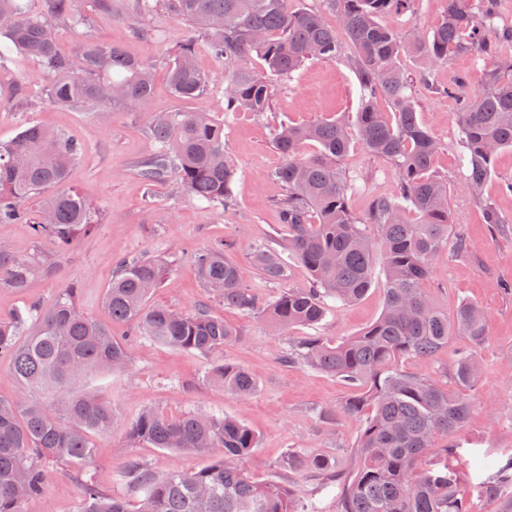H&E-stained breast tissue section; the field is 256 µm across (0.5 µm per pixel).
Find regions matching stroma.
<instances>
[{
	"label": "stroma",
	"mask_w": 512,
	"mask_h": 512,
	"mask_svg": "<svg viewBox=\"0 0 512 512\" xmlns=\"http://www.w3.org/2000/svg\"><path fill=\"white\" fill-rule=\"evenodd\" d=\"M134 0H112L108 12L93 11L87 24L71 27L56 23L54 34L60 49L70 55L92 39L124 43L128 51L154 67V90L138 112L114 111L96 120L90 113L54 106L33 96L50 80L49 73L33 60L12 54L0 36V54L8 61L0 65V144L11 141L23 128L42 124L77 139L85 146L83 159L68 174V183L82 189L103 211L102 221L86 236L77 237L66 252H59L51 239H34L28 225L0 224V242L20 256L40 255L48 273L29 288H0V318H10L18 308L36 304L50 306L65 288L75 287L82 310L110 326L113 336L123 339L127 325L112 323L103 298L120 257L158 255L172 260L163 286L149 298V305H164L185 312L206 305L211 314L224 319L239 332L236 342L224 349V360L247 368L258 383L257 391L240 397L212 386L203 378L205 358L174 351L146 338L133 341L131 368L92 378L119 419L108 433L95 436L96 453L87 466L89 476L108 494L125 491L118 472L131 456L138 457L159 474L191 471L208 464L203 454H188L131 444L125 435L127 422L143 409L153 408L178 417L189 412H208L238 418L256 434L258 443L245 466L260 481H296L312 512H336L338 491L319 490L316 481L287 467L289 456L321 454L338 468H349L351 449L361 421L339 415V406L354 396V389L340 379L302 364L285 363L283 357L292 340L322 336L341 341L360 333L383 312L382 267H374L373 282L357 303L332 309L315 327L298 326L286 333L259 315H245L207 297L200 286L194 254L224 242L230 244L243 285L264 300L276 299L285 288H303L307 270L296 260L288 262L285 283L267 281L258 271L252 249L286 236L279 223L275 203L283 187L272 172L283 158L273 147V132L281 123L308 124L321 118L351 115L358 111L362 91L349 65L353 47L344 30L338 29L334 12L325 0H303L306 8L323 12L336 27L341 45L332 62L306 64L280 86L267 112L224 115V100L211 95L183 100L172 91L167 55L186 41L189 26L164 11L153 18L160 38H136ZM448 0H411L405 10L382 15V24L401 32L432 30L442 21ZM401 63L410 78L409 91L417 100V117L441 145L434 169L447 179L450 190L449 240L465 237L469 254H446L436 261L424 283L426 293L445 312H454L461 301L480 304L490 318L489 334L478 350L482 373L471 394L474 408L456 439L472 468L460 485L462 496L484 479L487 464L512 455V295L503 285L512 281V224L496 231L483 220L480 203L464 187L463 167L457 148L458 131L453 115L461 108L460 96L429 93L427 83L441 86L465 78L466 92L480 88L487 64L469 55H449L436 65L428 78H421L420 64L412 53ZM205 111L224 124V152L237 175L233 185L235 204L228 209L210 207L187 196L175 178L145 186L137 168L154 148L150 125L160 112ZM353 180L349 203L357 214H365L372 197L397 190L390 164L354 144L343 161ZM333 409L332 419L321 412ZM82 486L64 466L50 470L47 492L29 501L24 512H77Z\"/></svg>",
	"instance_id": "stroma-1"
}]
</instances>
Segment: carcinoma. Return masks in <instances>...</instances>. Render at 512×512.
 <instances>
[{"label": "carcinoma", "instance_id": "carcinoma-1", "mask_svg": "<svg viewBox=\"0 0 512 512\" xmlns=\"http://www.w3.org/2000/svg\"><path fill=\"white\" fill-rule=\"evenodd\" d=\"M79 0H46V14L30 16L22 0H0V34L10 48L39 62L52 81L40 97L56 106L101 111L143 108L152 94L150 67L123 46L90 40L81 47L80 66L61 54L52 21L87 23ZM135 0L140 23L136 37L157 35L156 6L189 23L210 53L224 62V117L269 110L277 82L311 61L332 62L340 54L336 31L322 14L295 0ZM410 0H326L353 44L351 64L362 89L355 116L322 118L309 124L283 123L273 144L284 164L272 177L285 188L276 202L288 239L280 247H254L255 264L270 282L288 279L286 250L310 275L309 287L288 288L272 303L242 286L238 268L215 244L196 253L199 279L207 294L248 315H266L282 331L314 327L326 317L327 302L360 300L372 285L380 259L385 272L384 312L372 325L344 341L308 336L285 355L340 378L360 394L340 407L363 422L354 444V464L345 471L320 454L288 458V465L325 487L340 485L336 512H472L459 494L470 461L453 436L469 418L468 392L477 385L476 349L489 332V316L463 300L453 316L442 312L423 288L433 262L448 250V182L433 170L441 145L419 124L400 64L411 50L423 72L468 54L492 61L480 90L462 101L454 115L459 130L464 184L481 200L484 223L511 224L482 191L497 153L512 148V58L498 57L497 41L512 42V26L496 22L494 0H448L444 20L431 32L405 38L378 18ZM258 57L263 66L254 68ZM170 84L181 98L199 99L215 86L197 67L195 39L174 51L168 62ZM388 100L393 118L376 108ZM153 153L139 168L152 186L173 176L193 199L214 207L233 204L236 169L224 153V124L205 112H169L153 120ZM387 160L398 180L390 196L371 200L359 216L349 204L352 179L341 162L353 140ZM318 145L306 157L303 146ZM84 147L60 132L31 125L0 144V224H29L37 239L51 238L68 250L80 234L101 221V210L67 183L69 168ZM45 271L34 258L16 256L0 243V288L21 289ZM167 262L132 256L118 260L104 295L112 321L127 323L132 335L145 336L175 351L212 359L204 378L236 395L257 390L251 372L214 356L235 341L237 332L201 306L193 313L147 306L161 287ZM77 289L66 288L46 309L37 305L0 319V358L10 360L18 393L0 397V512H23V504L46 492L45 469L52 464L81 472L95 448L91 436L112 429L116 414L99 387L81 386L92 372L130 367L132 344L118 340L84 314ZM458 334L470 347L453 366L456 390L405 366L427 362ZM135 444L183 453H212L214 460L190 473L155 474L136 458L127 459L122 480L136 512H309L294 484L259 482L242 462L257 447V436L243 422L225 415L187 413L169 418L145 409L127 427ZM428 469L418 468L424 457ZM476 499L512 512V456L492 466L475 487ZM80 512H130L127 496L105 494L83 484Z\"/></svg>", "mask_w": 512, "mask_h": 512}]
</instances>
